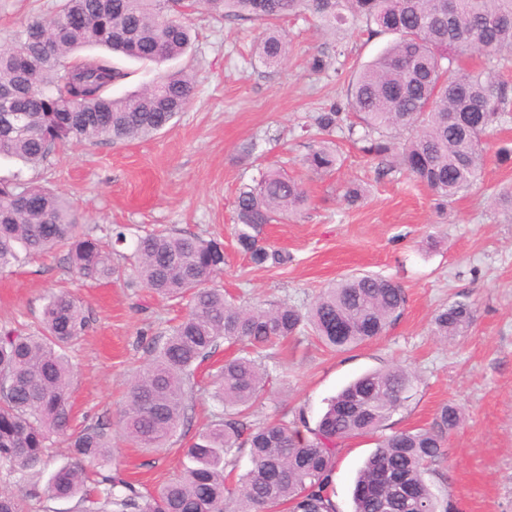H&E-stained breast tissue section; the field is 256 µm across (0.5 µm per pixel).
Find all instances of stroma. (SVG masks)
<instances>
[{
  "instance_id": "1",
  "label": "stroma",
  "mask_w": 512,
  "mask_h": 512,
  "mask_svg": "<svg viewBox=\"0 0 512 512\" xmlns=\"http://www.w3.org/2000/svg\"><path fill=\"white\" fill-rule=\"evenodd\" d=\"M60 3L0 0V46ZM185 21L193 41L182 57L160 65L113 59L127 73L112 88L116 98L166 71L192 76L193 97L165 131L67 147L48 164L23 171L25 178L62 194L100 237L121 224L131 242L153 229L219 239L225 264L213 284L244 305L285 301L305 309L329 282L356 272L398 281L407 304L378 339L331 351L306 332L268 349L270 381L249 419L290 423L302 413L313 424L328 399L357 376L409 367L416 375L412 397L388 420V432L431 425L443 405L460 407L462 421L436 465L434 489L450 493L453 512H512V216L490 203L499 188L512 185V161L496 156L500 147L512 149V128L489 138L478 185L444 207L405 173L378 176L375 161L339 132L332 142L344 166L315 175L302 160L316 138V113L344 103L352 72L377 57L392 34L369 37L351 26L325 31L306 12L279 21L288 56L269 67L256 51L262 23L221 20L204 10ZM316 55L327 61L319 73L309 66ZM268 166L303 181L310 200L299 214L263 225L264 243L289 260L258 267L237 246L235 201L242 185ZM352 181L365 188L353 206L342 198ZM65 266L66 253L58 250L0 273V329L32 330L48 293L66 290L79 301L89 318L87 332L69 350L72 426L79 429L116 419L131 377L149 359L147 342L164 334L186 304L122 279L77 283ZM460 300L475 308L469 334L439 341L431 333L435 312ZM230 354L221 346L198 368L191 421L165 448L136 447L113 428L112 464L142 491L181 473L188 446L215 410L210 379ZM374 448L368 437L339 448L330 488L336 512H352L354 480Z\"/></svg>"
}]
</instances>
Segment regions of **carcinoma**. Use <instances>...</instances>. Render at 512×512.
<instances>
[{
	"mask_svg": "<svg viewBox=\"0 0 512 512\" xmlns=\"http://www.w3.org/2000/svg\"><path fill=\"white\" fill-rule=\"evenodd\" d=\"M214 16L273 20L310 11L322 26L365 24L371 34L392 33L394 42L351 76L344 111L315 117L321 135L336 131L378 160V174L398 168L425 185L445 206L477 185L487 138L512 125V84L500 79L512 60V0H197ZM183 0H62L53 15L36 17L0 48V86L21 125H0V159L36 168L58 148L99 141L126 142L159 133L184 110L193 94L189 76L167 74L121 98L109 95L127 73L103 57L72 65L79 51L102 47L143 63L182 56L190 31L177 15ZM262 61L281 64L284 35L266 32L257 43ZM483 57L479 68L467 59ZM411 130L404 141L394 133ZM307 169L328 174L343 160L321 140L303 159ZM308 204L301 183L278 169L259 172L236 199V241L252 264L281 265L288 255L259 239L260 228ZM112 250L78 222L72 205L25 179L22 171L0 179V272L26 259L67 248L68 273L85 282L127 279L189 310L164 336L148 345L149 362L132 379L119 410L123 435L141 448H164L189 422L196 366L225 343L239 346L213 379L212 399L222 407L187 448L183 471L154 493L107 471L111 423L84 427L67 438L69 461L52 472L43 490H0V512H21L23 494L75 502L76 512H336L328 489L338 447L347 439L377 437L375 451L357 476L353 512H450L448 498L433 491V466L445 455L460 423L444 405L429 427L382 434L392 414L405 407L414 375L402 366L371 371L331 399L316 426L274 420L253 424L249 411L264 390L263 350L311 327L331 350L357 347L386 333L407 303L402 286L374 274H352L322 289L307 310L286 302L244 307L212 279L224 270L222 243L192 233L152 232L137 238L127 256L126 227L110 229ZM128 264L114 262V256ZM473 306L454 302L439 309L432 333L445 339L466 334ZM81 305L61 291L49 295L41 328L28 334L0 332V466L40 464L54 438L71 420L72 368L66 349L85 331ZM250 466L232 492L225 467L242 449ZM98 469L100 489H84L88 469Z\"/></svg>",
	"mask_w": 512,
	"mask_h": 512,
	"instance_id": "carcinoma-1",
	"label": "carcinoma"
}]
</instances>
